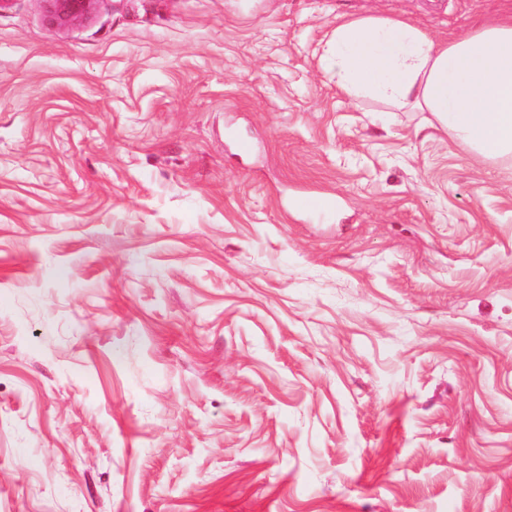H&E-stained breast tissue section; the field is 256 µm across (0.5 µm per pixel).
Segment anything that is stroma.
<instances>
[{"mask_svg":"<svg viewBox=\"0 0 512 512\" xmlns=\"http://www.w3.org/2000/svg\"><path fill=\"white\" fill-rule=\"evenodd\" d=\"M506 6L0 9V512H512V169L324 60ZM47 12L58 25H67L87 16L94 0H46Z\"/></svg>","mask_w":512,"mask_h":512,"instance_id":"35a3bbf8","label":"stroma"}]
</instances>
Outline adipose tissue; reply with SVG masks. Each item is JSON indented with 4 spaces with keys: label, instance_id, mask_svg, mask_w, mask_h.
<instances>
[{
    "label": "adipose tissue",
    "instance_id": "1",
    "mask_svg": "<svg viewBox=\"0 0 512 512\" xmlns=\"http://www.w3.org/2000/svg\"><path fill=\"white\" fill-rule=\"evenodd\" d=\"M325 58L348 97L430 113L474 157L512 167V17L450 40L407 19L353 18L337 24Z\"/></svg>",
    "mask_w": 512,
    "mask_h": 512
}]
</instances>
